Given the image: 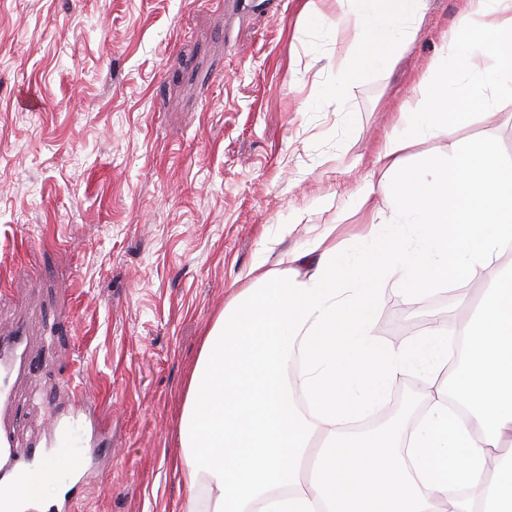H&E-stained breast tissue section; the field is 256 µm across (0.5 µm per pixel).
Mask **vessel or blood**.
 Returning <instances> with one entry per match:
<instances>
[{
  "label": "vessel or blood",
  "mask_w": 512,
  "mask_h": 512,
  "mask_svg": "<svg viewBox=\"0 0 512 512\" xmlns=\"http://www.w3.org/2000/svg\"><path fill=\"white\" fill-rule=\"evenodd\" d=\"M32 359L20 328L0 332V411L13 402L14 376ZM66 413L53 416L48 429L28 447H18L7 420H0V512H74L85 492L90 458L110 465L112 419L102 401L72 389Z\"/></svg>",
  "instance_id": "obj_1"
}]
</instances>
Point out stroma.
<instances>
[{"instance_id":"obj_1","label":"stroma","mask_w":512,"mask_h":512,"mask_svg":"<svg viewBox=\"0 0 512 512\" xmlns=\"http://www.w3.org/2000/svg\"><path fill=\"white\" fill-rule=\"evenodd\" d=\"M0 0V329L35 363L6 414L28 441L80 384L112 414V464L78 512H181L179 415L201 338L248 270L302 248L317 225L343 252L376 232L388 197L378 156L464 0H427L409 48L362 69L342 101L323 85L364 48L328 0ZM42 106L17 107L20 86ZM492 141L512 165V93L418 141L406 171ZM371 192L373 206L356 209ZM481 282L425 299L397 280L372 332L386 346L447 328Z\"/></svg>"}]
</instances>
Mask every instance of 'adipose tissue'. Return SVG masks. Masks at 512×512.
Masks as SVG:
<instances>
[{
	"label": "adipose tissue",
	"mask_w": 512,
	"mask_h": 512,
	"mask_svg": "<svg viewBox=\"0 0 512 512\" xmlns=\"http://www.w3.org/2000/svg\"><path fill=\"white\" fill-rule=\"evenodd\" d=\"M423 2L333 0L365 65L406 49ZM443 42L424 105L380 152L390 212L377 233L334 256L323 228L206 331L178 427L182 512H512V276L497 266L512 251V172L488 143L401 165L481 90L512 87V0H468ZM452 276L489 283L456 336L378 342L370 315L389 280L417 300ZM405 376L427 391L423 413L353 429Z\"/></svg>",
	"instance_id": "obj_1"
}]
</instances>
